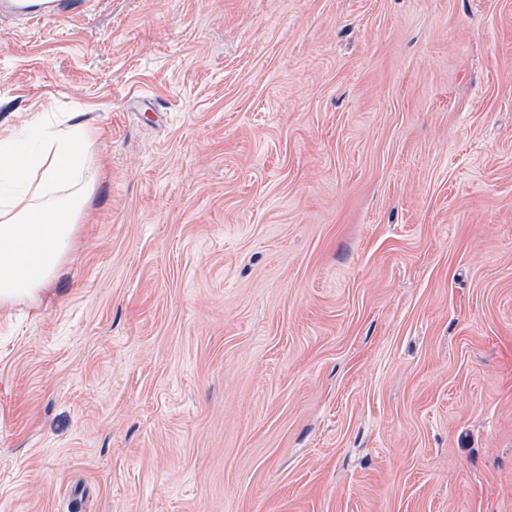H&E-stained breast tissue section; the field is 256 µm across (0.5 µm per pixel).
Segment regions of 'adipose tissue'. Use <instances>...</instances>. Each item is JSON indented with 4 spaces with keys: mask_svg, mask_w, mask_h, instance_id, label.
Returning <instances> with one entry per match:
<instances>
[{
    "mask_svg": "<svg viewBox=\"0 0 512 512\" xmlns=\"http://www.w3.org/2000/svg\"><path fill=\"white\" fill-rule=\"evenodd\" d=\"M95 132L35 113L0 134V306L32 301L73 254L94 186Z\"/></svg>",
    "mask_w": 512,
    "mask_h": 512,
    "instance_id": "ef3b65f1",
    "label": "adipose tissue"
}]
</instances>
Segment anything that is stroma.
<instances>
[{"instance_id": "stroma-1", "label": "stroma", "mask_w": 512, "mask_h": 512, "mask_svg": "<svg viewBox=\"0 0 512 512\" xmlns=\"http://www.w3.org/2000/svg\"><path fill=\"white\" fill-rule=\"evenodd\" d=\"M95 126L0 308V512H512V0H93L0 131Z\"/></svg>"}]
</instances>
